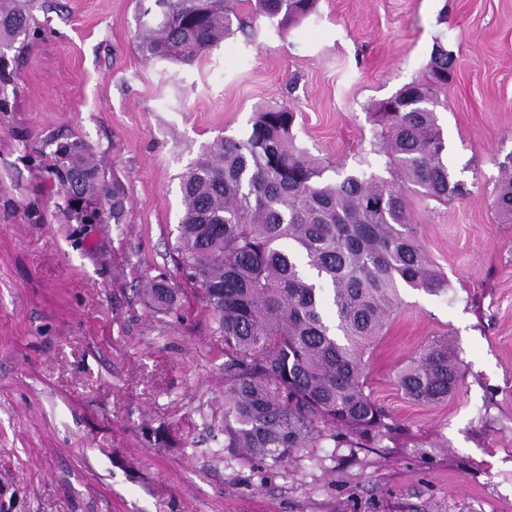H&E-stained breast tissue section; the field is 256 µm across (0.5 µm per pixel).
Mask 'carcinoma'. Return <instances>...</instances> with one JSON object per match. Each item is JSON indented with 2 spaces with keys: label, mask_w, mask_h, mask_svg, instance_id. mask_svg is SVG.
Instances as JSON below:
<instances>
[{
  "label": "carcinoma",
  "mask_w": 512,
  "mask_h": 512,
  "mask_svg": "<svg viewBox=\"0 0 512 512\" xmlns=\"http://www.w3.org/2000/svg\"><path fill=\"white\" fill-rule=\"evenodd\" d=\"M244 0H153L138 48L149 61L191 63L232 33ZM317 0H255L284 32L315 12ZM21 0H0V48L28 39ZM453 52L438 47L427 78L403 86L373 113L376 164L336 182L294 144L296 113L255 112L240 139L219 137L182 174L175 249L186 279L211 312L224 344V447L278 463L301 448H363L395 433L392 416L366 392L367 350L402 305L404 287L444 293L448 279L418 242L411 198L446 202L467 194L445 158L438 109L452 80ZM13 83L0 52V111ZM51 174L64 208L83 222L123 223V186L107 182L79 140L56 145ZM492 197L512 222V166ZM83 177L81 205L64 182ZM151 302L168 309L174 290L153 282ZM461 363L448 339L430 342L399 373L410 400L438 405L455 394Z\"/></svg>",
  "instance_id": "cac0c4a2"
}]
</instances>
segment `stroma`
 Listing matches in <instances>:
<instances>
[{
    "mask_svg": "<svg viewBox=\"0 0 512 512\" xmlns=\"http://www.w3.org/2000/svg\"><path fill=\"white\" fill-rule=\"evenodd\" d=\"M39 27L0 112V512H512V223L491 206L512 156V0H318L290 30L243 28L184 65L137 49V0H32ZM455 75L439 122L468 195L414 199L447 292L405 289L367 353V390L398 423L377 448H306L280 464L224 446V349L175 251L179 182L259 106L292 109L327 179L373 160V112ZM81 139L124 187L120 224L58 208L46 166ZM163 278L177 294L146 298ZM448 337L463 381L422 405L397 385Z\"/></svg>",
    "mask_w": 512,
    "mask_h": 512,
    "instance_id": "1",
    "label": "stroma"
}]
</instances>
